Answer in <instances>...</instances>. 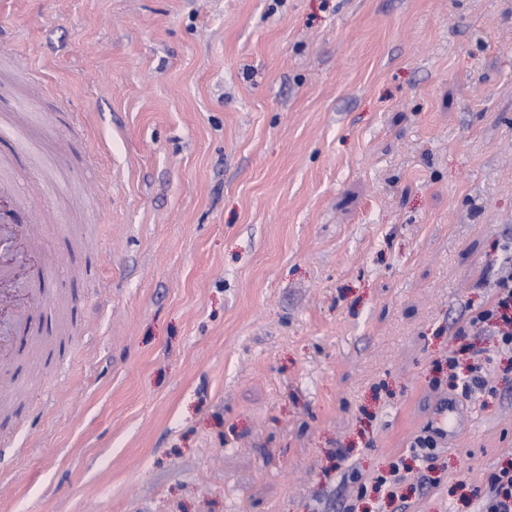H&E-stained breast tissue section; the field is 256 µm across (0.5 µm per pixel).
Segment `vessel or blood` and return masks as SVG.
<instances>
[{
  "instance_id": "vessel-or-blood-1",
  "label": "vessel or blood",
  "mask_w": 512,
  "mask_h": 512,
  "mask_svg": "<svg viewBox=\"0 0 512 512\" xmlns=\"http://www.w3.org/2000/svg\"><path fill=\"white\" fill-rule=\"evenodd\" d=\"M25 207L15 184L0 181V364L13 362L41 330L44 257L31 224L17 217Z\"/></svg>"
}]
</instances>
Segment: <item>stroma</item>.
Here are the masks:
<instances>
[{"label":"stroma","instance_id":"1","mask_svg":"<svg viewBox=\"0 0 512 512\" xmlns=\"http://www.w3.org/2000/svg\"><path fill=\"white\" fill-rule=\"evenodd\" d=\"M2 35L0 153L55 196L0 512H479L512 349L455 332L512 264V0H0ZM409 448L414 457L420 458L424 462L432 461L435 455L434 451L437 448L434 432L425 429L413 439Z\"/></svg>","mask_w":512,"mask_h":512}]
</instances>
